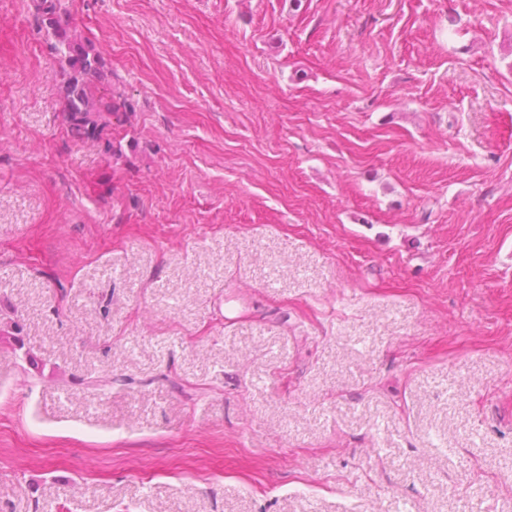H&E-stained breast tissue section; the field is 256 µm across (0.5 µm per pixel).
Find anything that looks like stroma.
<instances>
[{
    "label": "stroma",
    "instance_id": "35a3bbf8",
    "mask_svg": "<svg viewBox=\"0 0 512 512\" xmlns=\"http://www.w3.org/2000/svg\"><path fill=\"white\" fill-rule=\"evenodd\" d=\"M0 0V512H512V0ZM39 32L56 56L59 65L62 112L70 131L80 137L112 135V118L121 123L124 112L133 107L112 80L100 48L72 25L69 0H32Z\"/></svg>",
    "mask_w": 512,
    "mask_h": 512
}]
</instances>
